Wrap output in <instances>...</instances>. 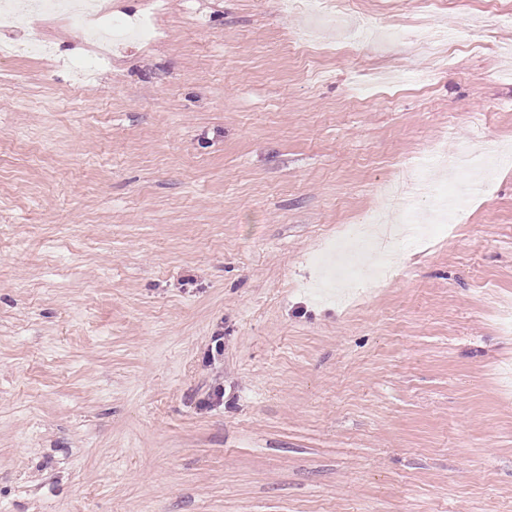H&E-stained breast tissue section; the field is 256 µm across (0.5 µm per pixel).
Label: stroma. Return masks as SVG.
Listing matches in <instances>:
<instances>
[{
	"label": "stroma",
	"mask_w": 512,
	"mask_h": 512,
	"mask_svg": "<svg viewBox=\"0 0 512 512\" xmlns=\"http://www.w3.org/2000/svg\"><path fill=\"white\" fill-rule=\"evenodd\" d=\"M108 6L153 33L84 82L57 16L0 57V512H512V166L383 281L331 248L411 159L512 148L494 0ZM422 21L447 59L382 33ZM14 49L9 52H1V57H14L25 54L46 55L49 53V46L38 36V30L32 25L31 33L26 37L9 42Z\"/></svg>",
	"instance_id": "stroma-1"
}]
</instances>
